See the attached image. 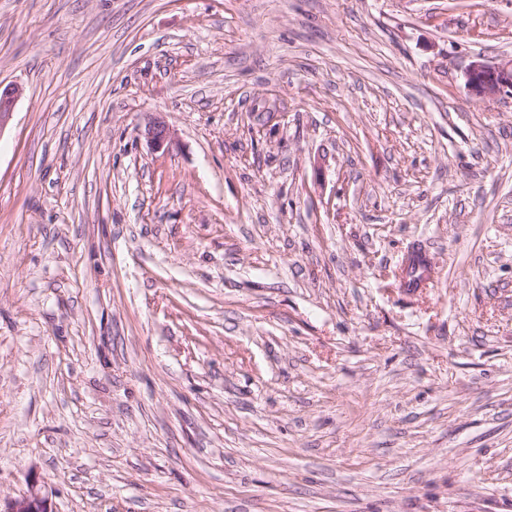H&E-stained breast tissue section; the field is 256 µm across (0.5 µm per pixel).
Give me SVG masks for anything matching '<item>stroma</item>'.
<instances>
[{"label":"stroma","mask_w":512,"mask_h":512,"mask_svg":"<svg viewBox=\"0 0 512 512\" xmlns=\"http://www.w3.org/2000/svg\"><path fill=\"white\" fill-rule=\"evenodd\" d=\"M477 59L512 0H0V501L512 512V95ZM468 90L476 95H496L512 92V60L491 66L482 60H474L466 71ZM22 95L23 88L19 85H8L3 89L0 86V133L9 124L15 104ZM143 134L153 146L162 148L173 138L170 127L160 117H153L146 123ZM38 480L31 481L26 492L10 498L3 512H52L49 507V498L44 495L38 486Z\"/></svg>","instance_id":"35a3bbf8"}]
</instances>
